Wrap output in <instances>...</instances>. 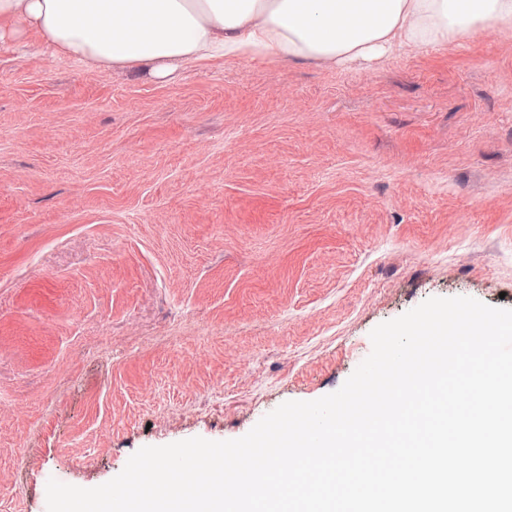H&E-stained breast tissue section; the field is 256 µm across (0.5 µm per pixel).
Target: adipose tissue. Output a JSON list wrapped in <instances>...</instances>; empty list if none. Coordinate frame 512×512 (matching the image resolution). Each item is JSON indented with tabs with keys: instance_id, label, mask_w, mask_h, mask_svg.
<instances>
[{
	"instance_id": "1",
	"label": "adipose tissue",
	"mask_w": 512,
	"mask_h": 512,
	"mask_svg": "<svg viewBox=\"0 0 512 512\" xmlns=\"http://www.w3.org/2000/svg\"><path fill=\"white\" fill-rule=\"evenodd\" d=\"M511 29L512 0H0V41L38 35L90 68H172L236 56L336 65Z\"/></svg>"
}]
</instances>
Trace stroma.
I'll use <instances>...</instances> for the list:
<instances>
[{"mask_svg": "<svg viewBox=\"0 0 512 512\" xmlns=\"http://www.w3.org/2000/svg\"><path fill=\"white\" fill-rule=\"evenodd\" d=\"M455 296L512 309V31L164 79L0 42V512L240 438Z\"/></svg>", "mask_w": 512, "mask_h": 512, "instance_id": "stroma-1", "label": "stroma"}]
</instances>
